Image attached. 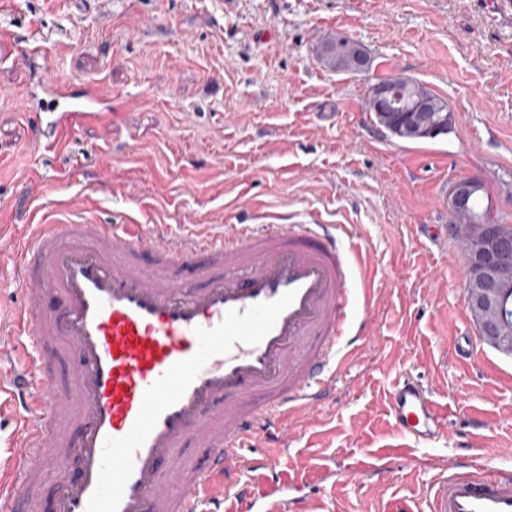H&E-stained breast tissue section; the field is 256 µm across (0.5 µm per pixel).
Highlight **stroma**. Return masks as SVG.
Instances as JSON below:
<instances>
[{
  "mask_svg": "<svg viewBox=\"0 0 512 512\" xmlns=\"http://www.w3.org/2000/svg\"><path fill=\"white\" fill-rule=\"evenodd\" d=\"M350 38L370 59L341 72L319 56ZM42 40L47 54L24 50ZM99 89L103 125L35 149L43 75ZM405 77L444 99L450 133L387 136L366 108ZM479 178V207L512 224V7L498 0H0V313L19 302L11 241L58 210L101 224H334L369 261L353 285L377 294L373 347L351 357L336 402L289 446L300 492L327 512H420L434 460L512 469V355L482 340L466 259L429 225H450L447 188ZM417 376L445 416L426 443L396 430L389 391ZM336 475L314 477L323 463ZM392 475L381 482L379 467Z\"/></svg>",
  "mask_w": 512,
  "mask_h": 512,
  "instance_id": "35a3bbf8",
  "label": "stroma"
}]
</instances>
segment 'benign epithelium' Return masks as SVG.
Instances as JSON below:
<instances>
[{"mask_svg": "<svg viewBox=\"0 0 512 512\" xmlns=\"http://www.w3.org/2000/svg\"><path fill=\"white\" fill-rule=\"evenodd\" d=\"M372 102L376 109L386 111L391 106L393 93L382 84L372 88ZM436 106L425 96L419 97L406 110L404 129L414 135L426 132V119ZM437 132V129L430 130ZM481 183L476 178L456 181L448 193V209L453 214H464L470 208L471 198ZM463 251L468 268L467 302L471 315L484 336L500 351L512 354V319L505 314L507 288L512 286V225L485 221L469 224L461 229Z\"/></svg>", "mask_w": 512, "mask_h": 512, "instance_id": "obj_1", "label": "benign epithelium"}]
</instances>
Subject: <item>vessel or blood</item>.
Segmentation results:
<instances>
[{
    "label": "vessel or blood",
    "instance_id": "1",
    "mask_svg": "<svg viewBox=\"0 0 512 512\" xmlns=\"http://www.w3.org/2000/svg\"><path fill=\"white\" fill-rule=\"evenodd\" d=\"M52 96L36 147L104 120L93 88ZM350 252L332 224L37 225L14 247L21 302L0 321V413H18L0 503L35 512L28 489L50 475L54 512H312L277 470L361 348ZM391 405L404 437L437 436L413 376ZM436 468L427 512H512V469Z\"/></svg>",
    "mask_w": 512,
    "mask_h": 512
}]
</instances>
